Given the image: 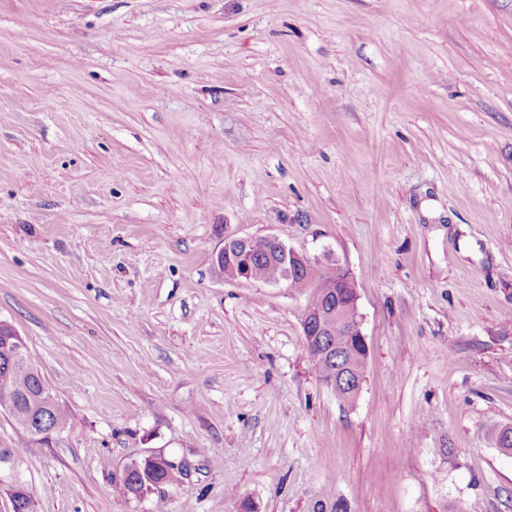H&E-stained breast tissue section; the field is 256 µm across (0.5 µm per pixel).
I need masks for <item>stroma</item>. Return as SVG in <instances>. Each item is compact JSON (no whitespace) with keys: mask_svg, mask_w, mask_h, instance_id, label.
Wrapping results in <instances>:
<instances>
[{"mask_svg":"<svg viewBox=\"0 0 512 512\" xmlns=\"http://www.w3.org/2000/svg\"><path fill=\"white\" fill-rule=\"evenodd\" d=\"M268 234L353 278L354 406L214 264ZM0 321L75 417L0 412L36 512H512V0H0ZM173 459L164 454H157L154 460H145L144 457L132 461L127 465L128 476L118 484V491L123 496L142 498L151 493L162 495L167 486L178 485L182 478V471L171 462ZM155 481H163L156 483ZM152 485V487H151ZM150 487L152 489L150 493ZM139 493V495H137Z\"/></svg>","mask_w":512,"mask_h":512,"instance_id":"obj_1","label":"stroma"}]
</instances>
